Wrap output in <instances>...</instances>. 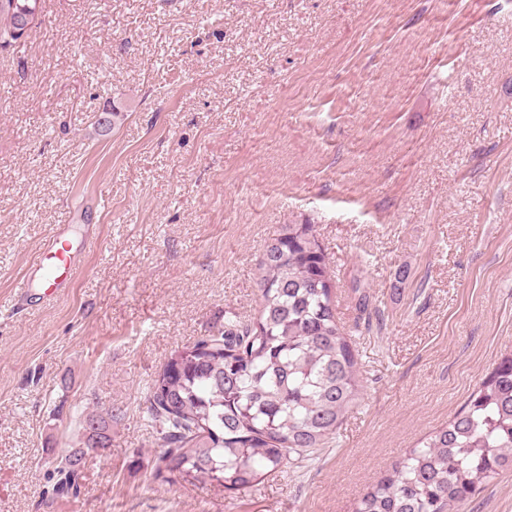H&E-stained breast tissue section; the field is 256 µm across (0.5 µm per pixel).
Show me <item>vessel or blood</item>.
I'll list each match as a JSON object with an SVG mask.
<instances>
[{"label": "vessel or blood", "mask_w": 512, "mask_h": 512, "mask_svg": "<svg viewBox=\"0 0 512 512\" xmlns=\"http://www.w3.org/2000/svg\"><path fill=\"white\" fill-rule=\"evenodd\" d=\"M77 256L71 231L62 228L55 232L41 258L35 263L31 275L23 281L16 300L17 306H32L67 287L78 273Z\"/></svg>", "instance_id": "1"}]
</instances>
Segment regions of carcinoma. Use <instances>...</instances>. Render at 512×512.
Returning <instances> with one entry per match:
<instances>
[{
    "label": "carcinoma",
    "mask_w": 512,
    "mask_h": 512,
    "mask_svg": "<svg viewBox=\"0 0 512 512\" xmlns=\"http://www.w3.org/2000/svg\"><path fill=\"white\" fill-rule=\"evenodd\" d=\"M43 0H0V51L25 40L18 16L42 24ZM257 315L174 351L150 386L158 426L154 478L251 487L291 460L333 443L363 390L351 338L336 313L335 280L315 225L284 224L264 247ZM108 420L84 419L86 445L106 441ZM80 457L57 467L78 486ZM512 470V356L503 357L465 406L367 488L356 512H446Z\"/></svg>",
    "instance_id": "carcinoma-1"
}]
</instances>
